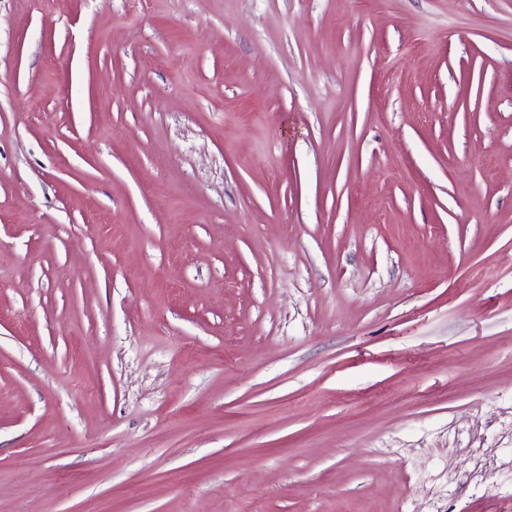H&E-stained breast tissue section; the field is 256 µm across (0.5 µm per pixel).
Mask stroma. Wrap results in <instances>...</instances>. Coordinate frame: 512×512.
Here are the masks:
<instances>
[{"mask_svg": "<svg viewBox=\"0 0 512 512\" xmlns=\"http://www.w3.org/2000/svg\"><path fill=\"white\" fill-rule=\"evenodd\" d=\"M0 512H512V0H0Z\"/></svg>", "mask_w": 512, "mask_h": 512, "instance_id": "stroma-1", "label": "stroma"}]
</instances>
